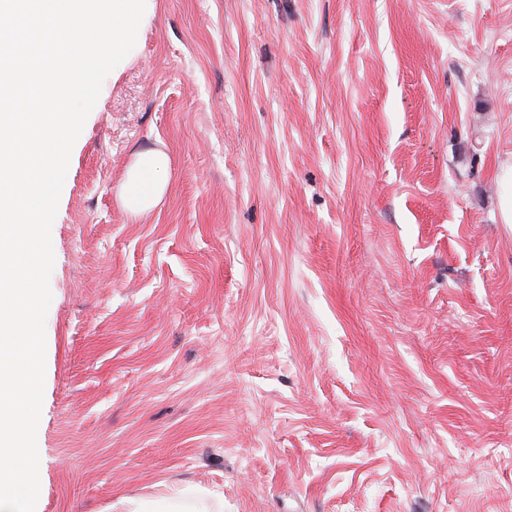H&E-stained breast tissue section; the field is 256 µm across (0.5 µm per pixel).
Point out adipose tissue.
Listing matches in <instances>:
<instances>
[{
  "label": "adipose tissue",
  "instance_id": "ef3b65f1",
  "mask_svg": "<svg viewBox=\"0 0 512 512\" xmlns=\"http://www.w3.org/2000/svg\"><path fill=\"white\" fill-rule=\"evenodd\" d=\"M169 167L170 160L165 152L157 149L139 152L122 185L124 208L134 215L152 210L166 192Z\"/></svg>",
  "mask_w": 512,
  "mask_h": 512
}]
</instances>
